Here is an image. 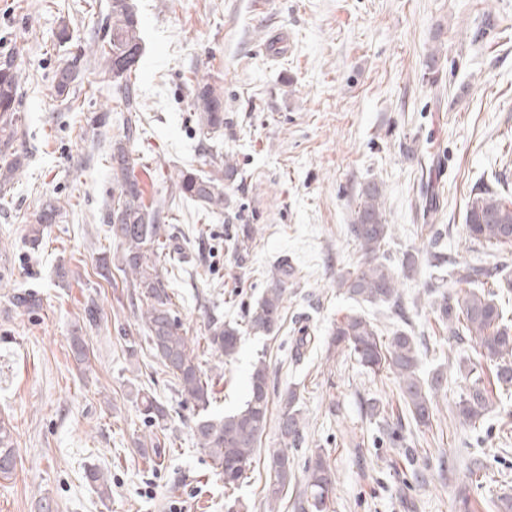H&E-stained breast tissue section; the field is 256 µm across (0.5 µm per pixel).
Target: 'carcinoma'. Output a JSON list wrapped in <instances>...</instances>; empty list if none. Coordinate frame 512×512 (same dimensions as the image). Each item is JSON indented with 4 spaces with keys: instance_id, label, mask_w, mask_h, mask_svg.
Listing matches in <instances>:
<instances>
[{
    "instance_id": "obj_1",
    "label": "carcinoma",
    "mask_w": 512,
    "mask_h": 512,
    "mask_svg": "<svg viewBox=\"0 0 512 512\" xmlns=\"http://www.w3.org/2000/svg\"><path fill=\"white\" fill-rule=\"evenodd\" d=\"M142 37L139 19L131 0H111L106 17V34L100 45L103 75L122 89L119 107L128 113L122 137L112 143V206L104 216L112 241L117 243V269L134 288L137 309L141 310L142 330L172 378L182 402L196 411L195 436L200 451L210 459L224 478V489L235 490L246 479L255 448L264 434L273 399L266 360L258 359L249 377L248 395L235 411L220 415L211 413L216 403L213 382L203 369L199 346L187 336L175 315L174 292L170 288L169 269L160 264L159 255L169 248L176 236L160 223L164 208L145 203L144 186L136 168L142 166L135 143L140 138L137 115L140 111L137 89L132 75L136 64L129 59L140 58ZM83 53L79 52L60 64L53 75L55 92L66 96L80 79ZM20 75L12 60L0 62V144L9 147L14 138L20 112L18 95ZM194 108L201 112L205 126L215 133L224 127V104L207 84L197 89ZM212 169L200 173L187 169L176 183L179 195L191 200L205 214L228 205L226 188L238 171L227 155L213 156ZM61 206L48 199L32 214L27 241L39 247L48 225L56 223ZM466 236L480 244L497 249L512 247V201L490 189H480L468 201L465 218ZM350 233L361 254L360 262L338 276L337 288L350 299L369 305H389L402 310L401 279L419 269V258L405 252L400 270L385 258V245L390 235L384 223L381 190L375 184L362 190L361 202ZM437 269L447 268L449 280L466 286L461 294H444L438 304V319L448 324V336L463 342L475 340L480 358L494 364L500 387H512V318H508L495 288L503 283L508 260L490 269L460 262L442 255L435 256ZM295 276L293 264L286 258L274 266L270 286L245 315V326L226 323L212 315L208 319L206 351L230 358L236 354L243 335L269 336L278 330L288 283ZM442 275L435 279L446 278ZM16 307L26 311L40 308L37 296L30 292L13 295ZM329 348L353 358L366 372L377 376L394 375L397 392L415 422L429 427L438 413L436 398L442 390L443 375L433 372L426 378L419 375V348L415 337L402 329L384 336L376 324L358 311H350L336 320L330 331ZM70 349L79 364L87 359L84 337L75 331ZM465 386L455 403L460 422L474 425L484 418L492 404L484 379L477 366L467 369ZM136 405L143 422L163 428L169 411L154 396L137 391ZM278 435L280 447L269 452L265 467L269 482L265 490L267 512H279L277 504L288 492L294 478L295 461L288 449L296 448L302 439L304 418L298 407L297 394L289 390L280 397ZM15 448L9 423L0 418V476H9L14 469ZM306 479L303 491L293 503L294 512H326L335 490L334 473L328 455L316 449L305 460ZM86 479L100 498L110 499L108 478L96 467L86 471Z\"/></svg>"
}]
</instances>
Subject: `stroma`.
<instances>
[{"mask_svg":"<svg viewBox=\"0 0 512 512\" xmlns=\"http://www.w3.org/2000/svg\"><path fill=\"white\" fill-rule=\"evenodd\" d=\"M110 0H0V58L20 72L22 112L11 151L22 166L0 204V417L10 420L16 466L0 477V512H228L224 479L202 454L196 416L145 340L120 271L96 274L115 251L100 216L112 197L109 155L126 118L101 79L94 43ZM145 49L136 70L143 110L138 148L146 202L171 206L185 261L170 275L175 310L193 340L207 310L243 323L281 257L297 269L281 328L244 335L229 360L207 356L217 412L239 407L253 364L265 359L277 393L295 390L304 411L297 474L280 504L293 512L304 461L323 448L335 473L328 512H500L512 499V392L493 391L479 423L453 416L466 385L472 343H455L437 318L448 281L427 293L435 252L486 267L497 253L464 239L475 189L512 194V0H133ZM83 52V77L57 96L53 73ZM209 84L224 101V126L208 132L192 102ZM233 156L238 175L223 212L203 216L174 196L181 169H204L211 153ZM383 189L391 226L386 258L419 253L405 279L404 315L363 306L383 334L407 326L421 369L447 378L432 427L397 428L403 405L392 378L366 373L328 349L329 331L351 307L336 279L360 254L349 226L369 183ZM61 216L39 252L25 243L46 197ZM444 234L431 243L421 225ZM255 231L247 249L231 244ZM30 291V313L12 296ZM95 302L96 323L85 307ZM81 328L89 361L70 350ZM313 337L296 349L299 330ZM137 344H130V337ZM170 412L165 431L144 425L136 390ZM399 429V440L389 437ZM160 441L152 469L139 443ZM269 421L235 492L248 512H266ZM107 474L101 501L85 472Z\"/></svg>","mask_w":512,"mask_h":512,"instance_id":"stroma-1","label":"stroma"}]
</instances>
